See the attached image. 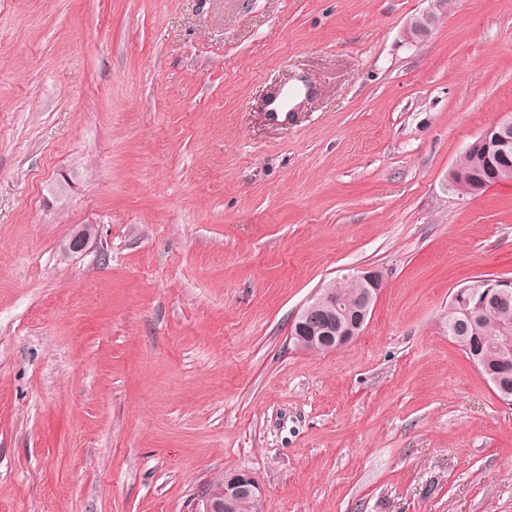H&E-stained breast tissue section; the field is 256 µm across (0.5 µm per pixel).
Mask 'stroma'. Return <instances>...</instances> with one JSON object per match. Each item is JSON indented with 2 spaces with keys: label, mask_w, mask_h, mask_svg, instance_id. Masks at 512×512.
Here are the masks:
<instances>
[{
  "label": "stroma",
  "mask_w": 512,
  "mask_h": 512,
  "mask_svg": "<svg viewBox=\"0 0 512 512\" xmlns=\"http://www.w3.org/2000/svg\"><path fill=\"white\" fill-rule=\"evenodd\" d=\"M0 0V512H512V406L448 334L512 277V0ZM309 87L287 124L270 92ZM97 239L73 254L75 226ZM363 334L295 345L345 270ZM429 10L414 17L406 26L404 35L411 43L422 42L429 37L437 19V14L447 7L446 0H429ZM500 127V132H493ZM512 132V115H506L498 119L495 124L488 127L480 136L471 142L465 149V153L474 154L476 152L487 153L490 145L495 147H506L508 145L507 134ZM457 165L460 168V173L464 176L463 181H457V189L464 194H475L471 191L472 181L487 179L485 169L474 155H465L464 153L460 156ZM336 282H357L331 284L327 287L336 289L340 295L336 312L339 308L342 313L347 315H351L358 308L360 285L363 288L360 310L355 321L347 328L341 326L336 328V321H329L323 324L322 336H305L311 324L317 319V304L321 302L336 303V295L331 294L329 289H319L299 309L295 317L291 335L297 344H304L303 340L306 338L307 343L317 341L324 351H333L349 343L362 332L382 288L381 277L376 272L363 271L345 275L343 278L337 279ZM469 288H483L481 291L471 290ZM467 294L468 309L463 310V314L469 318L473 312H478L485 308L489 300H496L501 304H507L512 296V279L511 278H485L479 280L475 285H467L457 289L452 294V298L456 299ZM263 489L256 476L248 472L224 475V480L213 485L201 494L202 510L199 512H233L240 497L250 498L259 508ZM251 500L242 499L235 512H257Z\"/></svg>",
  "instance_id": "stroma-1"
}]
</instances>
